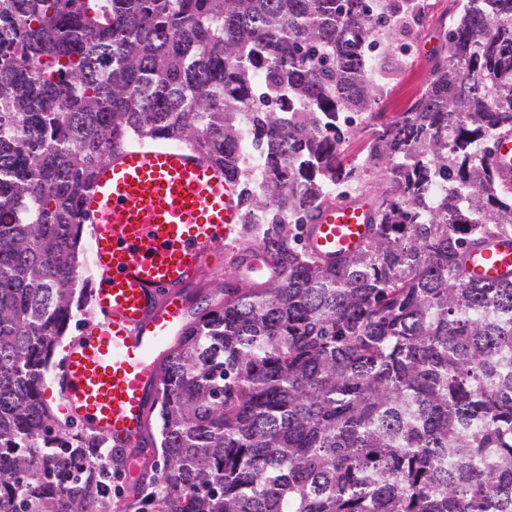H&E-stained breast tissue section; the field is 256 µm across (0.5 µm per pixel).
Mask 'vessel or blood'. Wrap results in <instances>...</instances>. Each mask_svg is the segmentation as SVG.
<instances>
[{
  "label": "vessel or blood",
  "instance_id": "1",
  "mask_svg": "<svg viewBox=\"0 0 512 512\" xmlns=\"http://www.w3.org/2000/svg\"><path fill=\"white\" fill-rule=\"evenodd\" d=\"M490 163L512 186V129L499 133ZM370 198L323 202L302 243L325 261L359 250L374 214ZM96 277L95 315L71 339L52 386L74 424L108 438L128 480L154 450L148 412L161 389L160 362L195 318L197 284L224 273L219 253L243 221L235 183L222 164L184 146L114 150L81 197ZM233 261L240 277L280 278L265 250L244 245ZM512 273V245L471 248L466 276L496 281Z\"/></svg>",
  "mask_w": 512,
  "mask_h": 512
}]
</instances>
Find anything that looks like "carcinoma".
Instances as JSON below:
<instances>
[{
    "mask_svg": "<svg viewBox=\"0 0 512 512\" xmlns=\"http://www.w3.org/2000/svg\"><path fill=\"white\" fill-rule=\"evenodd\" d=\"M424 2L0 0V512L106 508L107 438L44 384L90 295L81 195L112 150L158 141L224 165L240 236L283 276L223 289L163 361L139 512H512V279L462 267L512 238L489 163L512 128V0H453L429 80L385 120L372 70L399 68L395 21ZM377 173L372 238L319 263L300 229L325 186ZM240 145L244 151V159L253 177L254 187L261 186L265 178V169L260 155L253 149L251 138L246 130L240 135Z\"/></svg>",
    "mask_w": 512,
    "mask_h": 512,
    "instance_id": "cac0c4a2",
    "label": "carcinoma"
}]
</instances>
